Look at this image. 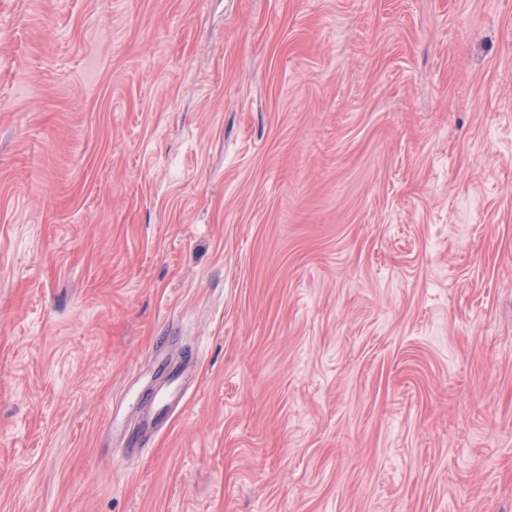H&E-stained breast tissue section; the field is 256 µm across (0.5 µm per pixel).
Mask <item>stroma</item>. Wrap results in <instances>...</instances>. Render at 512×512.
I'll return each mask as SVG.
<instances>
[{"label": "stroma", "instance_id": "obj_1", "mask_svg": "<svg viewBox=\"0 0 512 512\" xmlns=\"http://www.w3.org/2000/svg\"><path fill=\"white\" fill-rule=\"evenodd\" d=\"M0 512H512V0H0ZM182 379V373L176 371L168 389L156 397L153 411L139 418L138 431L140 434H149L151 437L167 420L172 405L178 406L182 402L187 392Z\"/></svg>", "mask_w": 512, "mask_h": 512}]
</instances>
